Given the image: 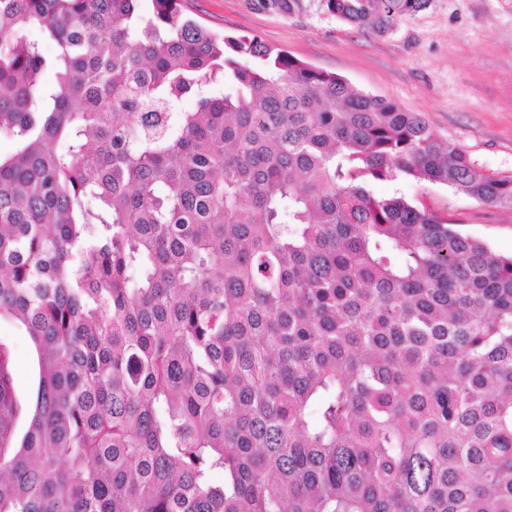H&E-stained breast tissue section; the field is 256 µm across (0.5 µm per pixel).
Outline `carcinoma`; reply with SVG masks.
<instances>
[{
    "instance_id": "carcinoma-1",
    "label": "carcinoma",
    "mask_w": 512,
    "mask_h": 512,
    "mask_svg": "<svg viewBox=\"0 0 512 512\" xmlns=\"http://www.w3.org/2000/svg\"><path fill=\"white\" fill-rule=\"evenodd\" d=\"M182 2L0 0V512H512V256L371 190L512 176ZM0 336L8 338L13 345L14 380L17 390L32 398L37 387V367L34 348L24 332L15 325L2 321Z\"/></svg>"
}]
</instances>
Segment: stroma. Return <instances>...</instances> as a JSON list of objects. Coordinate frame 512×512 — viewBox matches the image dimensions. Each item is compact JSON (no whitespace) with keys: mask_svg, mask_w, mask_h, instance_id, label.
Returning a JSON list of instances; mask_svg holds the SVG:
<instances>
[{"mask_svg":"<svg viewBox=\"0 0 512 512\" xmlns=\"http://www.w3.org/2000/svg\"><path fill=\"white\" fill-rule=\"evenodd\" d=\"M189 17L218 35H255L352 88L421 113L439 138L460 146L487 173L512 176V0H432L391 31L359 28L330 14L323 0H301L279 15L258 0H186ZM375 195L423 196L457 218V230L512 255V210L492 208L450 188L403 182L373 185ZM13 345L17 390L33 397L34 348L24 332L0 323Z\"/></svg>","mask_w":512,"mask_h":512,"instance_id":"stroma-1","label":"stroma"}]
</instances>
